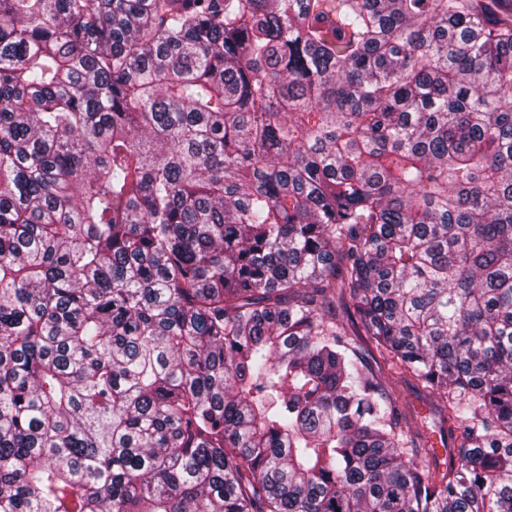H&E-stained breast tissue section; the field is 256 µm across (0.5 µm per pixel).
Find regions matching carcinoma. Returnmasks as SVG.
I'll use <instances>...</instances> for the list:
<instances>
[{
    "label": "carcinoma",
    "instance_id": "obj_1",
    "mask_svg": "<svg viewBox=\"0 0 512 512\" xmlns=\"http://www.w3.org/2000/svg\"><path fill=\"white\" fill-rule=\"evenodd\" d=\"M0 512H512V0H0Z\"/></svg>",
    "mask_w": 512,
    "mask_h": 512
}]
</instances>
